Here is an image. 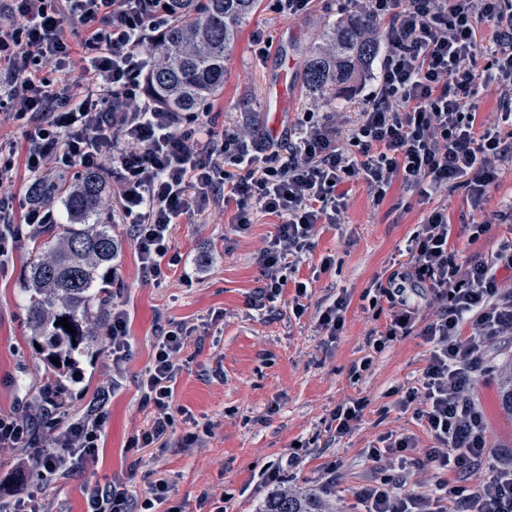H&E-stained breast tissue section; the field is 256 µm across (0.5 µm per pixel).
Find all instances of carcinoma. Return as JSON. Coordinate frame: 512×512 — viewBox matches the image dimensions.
Masks as SVG:
<instances>
[{
  "label": "carcinoma",
  "mask_w": 512,
  "mask_h": 512,
  "mask_svg": "<svg viewBox=\"0 0 512 512\" xmlns=\"http://www.w3.org/2000/svg\"><path fill=\"white\" fill-rule=\"evenodd\" d=\"M149 13L165 18L159 35L142 49L154 55L151 95L173 112H198L224 89V64L256 0H149ZM379 51V31L366 15H357L329 32L325 43L305 56L310 89L348 91L362 62ZM30 197L62 200L67 222L55 225L47 240L32 237L38 251L32 263L26 302L32 341L46 353V388L59 389L77 364L76 355L105 329L109 314L112 261L120 240L106 204L108 185L97 171H83L72 182L34 180ZM68 320L75 333L58 324ZM58 364H53L52 359ZM499 399L512 416V363L499 366ZM259 512H336V500L324 490H277L267 495Z\"/></svg>",
  "instance_id": "obj_1"
}]
</instances>
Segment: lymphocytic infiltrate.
<instances>
[{
  "label": "lymphocytic infiltrate",
  "mask_w": 512,
  "mask_h": 512,
  "mask_svg": "<svg viewBox=\"0 0 512 512\" xmlns=\"http://www.w3.org/2000/svg\"><path fill=\"white\" fill-rule=\"evenodd\" d=\"M385 22V53L373 75L376 89L364 100L349 133L333 120L303 113L298 136L277 138L245 129L217 132L210 112H170L142 100L141 77L154 65L142 45L162 18H148L145 0H0V120L21 129L23 144L0 139V187L10 182L13 158L23 153L34 176L70 169L108 170L112 195L128 224L144 277L161 280L173 225L192 220L200 204L236 202L233 226L246 231L254 213L277 224L259 253L260 284L246 305L271 311L286 286H294L295 316L313 312L318 327L336 338L345 326L347 296L309 309L311 281L289 283L285 271L310 254L318 229L340 223L350 185L365 183L382 202L394 180L430 203L453 185L470 198L468 243L493 223H512V211L488 219L485 205L506 164L512 163V0H356ZM86 31L79 44L66 24ZM490 24L489 38L479 27ZM78 68L74 79H49ZM497 85L499 122L480 120L482 92ZM20 206L23 225L10 221ZM52 201L34 204L0 195V269L23 232L57 223ZM448 208L432 206L410 236L409 262L386 279H374L369 306L386 307V323L373 342L419 333L427 365L406 390L404 406L426 431L423 464L440 478L430 493L382 479L362 486L364 512H512V468L490 461V441L472 397L496 344L512 341V238L488 257L458 261ZM428 318H420L421 310ZM129 316L112 307L105 328L112 376L79 415L64 413L52 392L29 401L21 413L0 417V447L28 448L40 479L80 472L95 459L113 392L132 355ZM196 326L169 323L154 343L153 360L139 387L153 408L152 425L129 447H165L182 410L172 384ZM171 487L154 481L133 498L115 477L88 488L86 512H157Z\"/></svg>",
  "instance_id": "lymphocytic-infiltrate-1"
}]
</instances>
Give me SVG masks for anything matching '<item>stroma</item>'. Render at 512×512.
<instances>
[{
	"label": "stroma",
	"instance_id": "obj_1",
	"mask_svg": "<svg viewBox=\"0 0 512 512\" xmlns=\"http://www.w3.org/2000/svg\"><path fill=\"white\" fill-rule=\"evenodd\" d=\"M356 11L353 0H314L310 11L288 18L274 12L270 0H257L226 65L224 89L211 104L217 128L248 122L265 134L276 127L294 133L301 113L334 112L338 126L351 129L374 80L365 72L342 97L318 95L303 81V61L306 50L319 44L330 27ZM259 38L272 43L267 56L256 53ZM283 69L288 96L284 111L277 114L272 105ZM429 206L408 197L398 182L378 205L364 184L353 185L343 223L322 225L314 251L288 270L291 281H312V303L348 296L345 326L333 341L320 330L313 312L294 316L292 285L274 313L261 315L246 306L259 285L258 255L274 231V216L255 214L249 231L238 234L232 230L235 203L205 207L191 222L173 226L170 251L181 261L158 282L143 277L128 227L118 224L122 249L112 275V300L129 315L133 354L123 386L112 396L96 459L77 474L47 483L49 512H85L87 487L113 476L126 480L136 496L149 482L166 479L172 488L169 503L181 512H212L219 502L226 512H256L266 495L259 487L261 471L287 459L297 442L304 449L290 482L328 487L337 512H359V488L386 473L384 463L368 459V448L392 432L413 436L422 446L430 443L412 411L401 406L406 389L426 365L427 347L412 334L374 351L372 333L383 322L363 297L375 277H386L408 262L407 240ZM327 255L334 264L328 273L318 274ZM33 259L27 241H20L12 263L0 271V416L22 411L45 389L44 356L30 342L25 312ZM169 320L198 325L206 336L201 344L188 338V364L173 383V401L190 420L179 424L166 447L135 452L129 450V440L150 427L152 418L137 379ZM366 356L373 359L370 370L353 377L354 364ZM77 367L64 387L65 408L72 414L84 410L109 378L105 341L95 343ZM475 396L486 419L492 457L511 456L512 419L499 405L494 373L480 377ZM359 398L368 404L357 429L336 437L333 411ZM196 423L211 424L210 435L193 447H179L181 435ZM331 465L336 472L328 484L325 470Z\"/></svg>",
	"mask_w": 512,
	"mask_h": 512
}]
</instances>
